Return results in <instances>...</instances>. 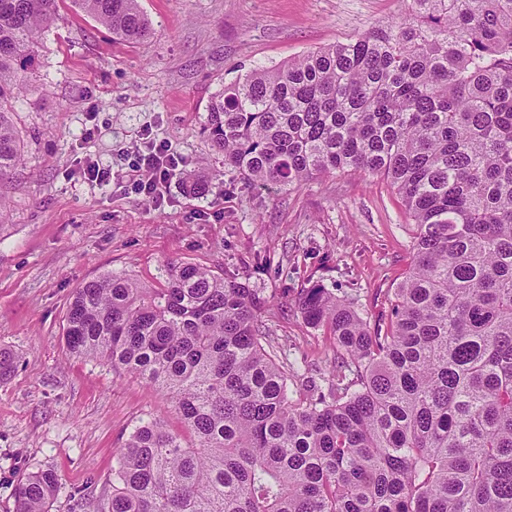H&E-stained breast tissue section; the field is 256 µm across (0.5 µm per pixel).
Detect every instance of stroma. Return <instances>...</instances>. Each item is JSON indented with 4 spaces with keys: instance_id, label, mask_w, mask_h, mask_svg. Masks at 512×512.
<instances>
[{
    "instance_id": "obj_1",
    "label": "stroma",
    "mask_w": 512,
    "mask_h": 512,
    "mask_svg": "<svg viewBox=\"0 0 512 512\" xmlns=\"http://www.w3.org/2000/svg\"><path fill=\"white\" fill-rule=\"evenodd\" d=\"M149 39L114 41L65 0L38 40L15 101L23 165L0 180V512L19 480L52 470L49 512H105L117 453L140 422L193 436L158 387L73 354L64 338L76 288L112 271L158 287L169 262L261 290L275 352L308 378L330 374L327 328L305 323L302 289L327 288L370 324L412 262L413 227L386 181L317 176L260 188L226 172L201 132L213 96L258 67L396 22L399 0H139ZM165 142L178 161L161 204L132 187V163ZM111 166L99 185L86 160ZM208 185L197 195L193 183Z\"/></svg>"
}]
</instances>
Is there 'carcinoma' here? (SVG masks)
Returning a JSON list of instances; mask_svg holds the SVG:
<instances>
[{"label": "carcinoma", "mask_w": 512, "mask_h": 512, "mask_svg": "<svg viewBox=\"0 0 512 512\" xmlns=\"http://www.w3.org/2000/svg\"><path fill=\"white\" fill-rule=\"evenodd\" d=\"M62 2L0 0V176L21 164L13 103ZM72 3L118 41L152 34L139 0ZM202 133L257 186L387 181L413 263L374 328L302 290L336 364L297 398L246 282L170 262L162 288L106 272L76 289L70 351L160 388L196 440L136 426L109 512H512V0H401L386 29L224 86ZM57 489L26 474L16 512H48Z\"/></svg>", "instance_id": "obj_1"}]
</instances>
